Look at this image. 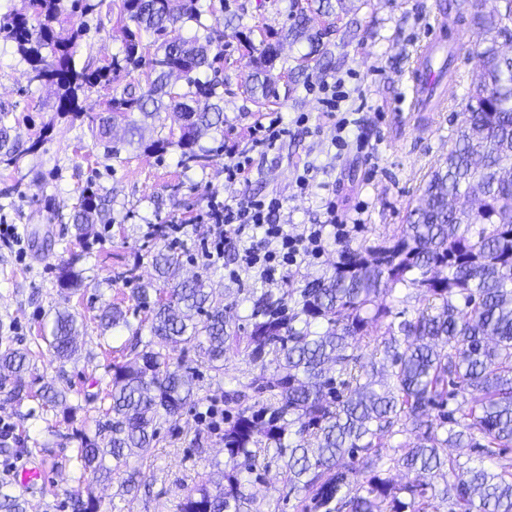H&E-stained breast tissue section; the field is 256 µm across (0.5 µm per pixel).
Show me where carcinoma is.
<instances>
[{
  "mask_svg": "<svg viewBox=\"0 0 512 512\" xmlns=\"http://www.w3.org/2000/svg\"><path fill=\"white\" fill-rule=\"evenodd\" d=\"M501 3L489 13L481 0H446L442 6L446 14H470L481 31L479 68L448 156L430 172L422 204L391 239L345 245L332 272L294 291L291 307L266 288L252 289L245 336L226 320L224 300L203 276L177 280L182 255L170 248L153 256L155 280L133 293L146 313L138 325L117 304L102 309L101 334L126 330L130 336L125 360L107 371L109 405L94 436L79 433L78 483L111 480L116 469L151 447L161 419L203 403L194 391L199 373L172 356L179 345L195 347L215 372L224 369L227 348L241 345L253 369L224 392L236 413L224 417L217 492L195 487L179 512H252L270 456L282 463L296 512H438L443 503L449 512H512L506 456L512 448V54L502 50V42L512 43V0ZM104 7L112 4L22 0L21 8L0 16V39L29 66L30 83L55 87V112L88 119L105 152L118 153L111 131L120 120L128 143L148 153L175 146L184 163L205 170L210 155L200 141L224 136V81L218 79L224 33L213 0H118L119 54L82 59L87 24L68 29L64 23L77 12L87 17ZM187 26L194 30L188 38L182 35ZM253 33L248 26L236 31L241 49L256 56L247 92L257 102L268 101L277 98L268 72L280 55L269 42L256 47ZM285 36L309 45L295 66L282 61L290 81L299 82L312 65L323 73L334 69L326 33L311 32L304 12L291 15ZM144 66L146 86L122 84ZM174 74L186 80L181 93L172 92ZM98 86L109 91L107 113L90 116L79 94ZM170 110L181 116L178 138L144 141L148 121ZM9 114L0 106V164L17 170L41 147L50 126L26 146L11 137ZM108 211L105 199L84 195L73 217L75 244L104 223ZM57 282L69 295L81 287L72 261L58 266ZM410 289L423 297V306L403 319L393 313V302ZM387 318L385 335L372 336V324ZM80 326L69 308L54 312L41 339L59 363L75 355ZM363 348L371 349L368 364ZM29 354L11 346L0 351V391L19 401L66 405L49 384L29 390L23 380ZM407 431L414 441L393 448L389 462L414 478L397 489L381 477V449L386 439ZM464 447L498 459V465L468 466L448 455V449ZM426 473L435 482L421 481ZM69 506L72 512H100L101 503L76 491ZM0 512H26L6 482L0 484Z\"/></svg>",
  "mask_w": 512,
  "mask_h": 512,
  "instance_id": "cac0c4a2",
  "label": "carcinoma"
}]
</instances>
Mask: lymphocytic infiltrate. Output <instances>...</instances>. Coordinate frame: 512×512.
I'll use <instances>...</instances> for the list:
<instances>
[{
  "instance_id": "f902f5d3",
  "label": "lymphocytic infiltrate",
  "mask_w": 512,
  "mask_h": 512,
  "mask_svg": "<svg viewBox=\"0 0 512 512\" xmlns=\"http://www.w3.org/2000/svg\"><path fill=\"white\" fill-rule=\"evenodd\" d=\"M321 105L325 118L332 120L334 134L330 146L337 155H344L350 145V121L341 113L343 103L352 100L342 77L323 82ZM283 204L279 198L253 197L211 201L202 217L209 233L204 239L201 255L206 265L214 266L224 258L226 247H233L235 266L229 275L234 279L255 277L273 282L277 273L302 262L305 257L324 253L329 238L346 240L351 227L336 212L333 201H325L326 220L310 224L299 235H291L280 222Z\"/></svg>"
}]
</instances>
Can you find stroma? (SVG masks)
I'll return each instance as SVG.
<instances>
[{
	"instance_id": "35a3bbf8",
	"label": "stroma",
	"mask_w": 512,
	"mask_h": 512,
	"mask_svg": "<svg viewBox=\"0 0 512 512\" xmlns=\"http://www.w3.org/2000/svg\"><path fill=\"white\" fill-rule=\"evenodd\" d=\"M442 0H344L335 17L319 13L317 0H224V15H242L253 26L254 40L278 43L282 57L307 53V42L291 43L280 37L290 16L304 12L313 29L332 27L336 74L351 77L362 87L365 102L357 109L353 132L358 145L334 158L328 144L329 126L310 86L325 81L311 71L307 84L283 92L264 107H257L244 82L253 70L251 57L242 55L233 27L224 30V59L219 76L224 81V147L212 152L206 171L185 168L177 148L160 155L132 145L120 155L105 153L94 144L87 125L55 114L52 89L29 83L27 66L12 43L0 40V104L12 111V135L28 140L32 128L50 123L42 147L27 155L19 169L0 165V345L30 349L25 380L32 388L52 383L65 392L66 408L43 410L36 399L17 401L0 392V427L8 426L10 445H25L27 453L0 456V481L13 482L28 512H63L62 505L75 489L74 450L77 432H95V405L87 399L95 384H106L108 365L123 361L124 337L101 335L95 320L102 306L117 303L134 310L132 291L154 275L152 257L165 241L151 236L154 224H178L182 231L173 247L188 257L184 273L208 277L227 314L240 326H249L253 300L251 278L230 279L223 266L206 267L196 256L208 227L195 223L196 214L212 200L275 195L290 234H301L309 224L323 221L319 196H303L295 185V172L304 162L318 166L317 182L335 194L339 209L351 211L359 224L353 242L374 243L392 237L418 203L423 180L448 146L463 119L467 93L478 59L476 27L470 16L456 19L447 31L449 50L457 51L454 69L441 90L453 110L410 112L406 73L417 47L435 25ZM290 120V130L274 151L253 152L259 124L275 114ZM306 114L307 124L295 121ZM250 156L246 180L230 183L224 166L231 155ZM112 202V222L95 225L84 244L77 246L74 268L82 280L80 290L64 297L56 281L55 266L63 258V243L73 235L72 215L85 188ZM340 259V245L329 241L321 258L289 268L273 285L275 296L327 271ZM134 279H126V271ZM69 307L84 323L78 352L66 364L56 362L47 347L32 344L57 308ZM186 358L197 367L199 395L223 407L224 393L248 366L236 348L224 355V371L217 374L203 365L194 350ZM182 427L162 429L143 456L117 470L108 484L93 485L103 512H178V504L194 486L216 475L224 459L223 434L207 430L195 407H186ZM43 467L47 479L34 491L15 485L22 466ZM137 470L136 497L122 495L121 485L130 470Z\"/></svg>"
}]
</instances>
